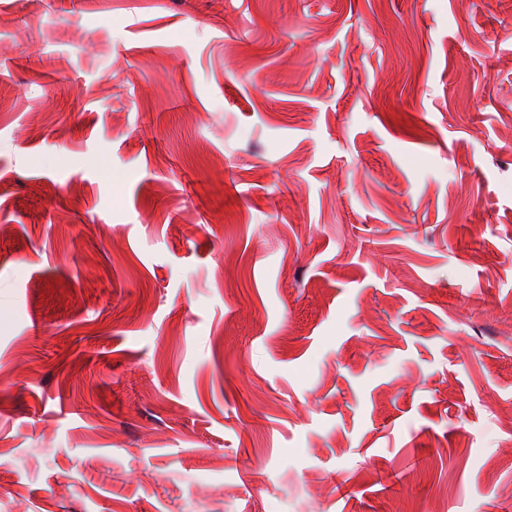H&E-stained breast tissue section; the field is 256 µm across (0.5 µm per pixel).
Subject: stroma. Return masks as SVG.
Returning <instances> with one entry per match:
<instances>
[{
	"label": "stroma",
	"instance_id": "stroma-1",
	"mask_svg": "<svg viewBox=\"0 0 512 512\" xmlns=\"http://www.w3.org/2000/svg\"><path fill=\"white\" fill-rule=\"evenodd\" d=\"M0 512H512V0H0Z\"/></svg>",
	"mask_w": 512,
	"mask_h": 512
}]
</instances>
